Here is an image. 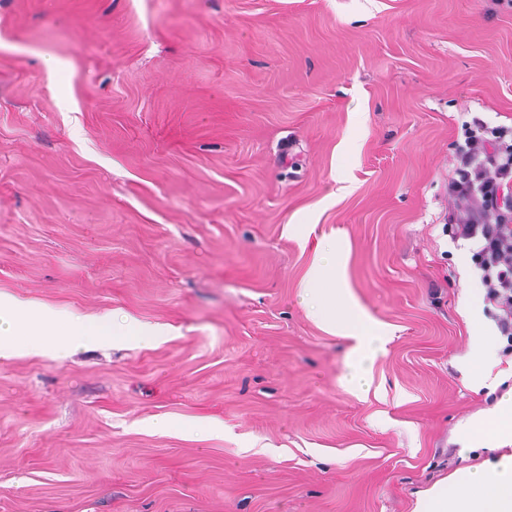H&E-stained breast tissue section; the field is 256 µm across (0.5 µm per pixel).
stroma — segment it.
<instances>
[{
	"label": "stroma",
	"mask_w": 512,
	"mask_h": 512,
	"mask_svg": "<svg viewBox=\"0 0 512 512\" xmlns=\"http://www.w3.org/2000/svg\"><path fill=\"white\" fill-rule=\"evenodd\" d=\"M476 116L512 120V0H0V293L167 330L0 359V512H412L488 459ZM331 232L392 331L365 393L303 298Z\"/></svg>",
	"instance_id": "1"
}]
</instances>
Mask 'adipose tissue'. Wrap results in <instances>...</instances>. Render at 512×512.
<instances>
[{"mask_svg":"<svg viewBox=\"0 0 512 512\" xmlns=\"http://www.w3.org/2000/svg\"><path fill=\"white\" fill-rule=\"evenodd\" d=\"M338 264L335 239L319 241L303 291L310 301L311 315L326 332L349 340L344 380L363 392L370 386L369 366L381 351L388 332L361 315L355 301L337 288ZM126 335L151 344L159 333L135 320L111 330L81 317L70 318L66 330L61 331L46 307L0 296V359L44 348L69 352L104 345ZM465 431L482 438L485 447L495 450V459L486 461L481 468L460 469L453 478L419 491L413 512H512V391L469 423Z\"/></svg>","mask_w":512,"mask_h":512,"instance_id":"1","label":"adipose tissue"}]
</instances>
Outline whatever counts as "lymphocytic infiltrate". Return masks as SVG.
Wrapping results in <instances>:
<instances>
[{
  "label": "lymphocytic infiltrate",
  "instance_id": "obj_1",
  "mask_svg": "<svg viewBox=\"0 0 512 512\" xmlns=\"http://www.w3.org/2000/svg\"><path fill=\"white\" fill-rule=\"evenodd\" d=\"M448 181V224L468 244L499 339L512 351V124L474 119Z\"/></svg>",
  "mask_w": 512,
  "mask_h": 512
}]
</instances>
